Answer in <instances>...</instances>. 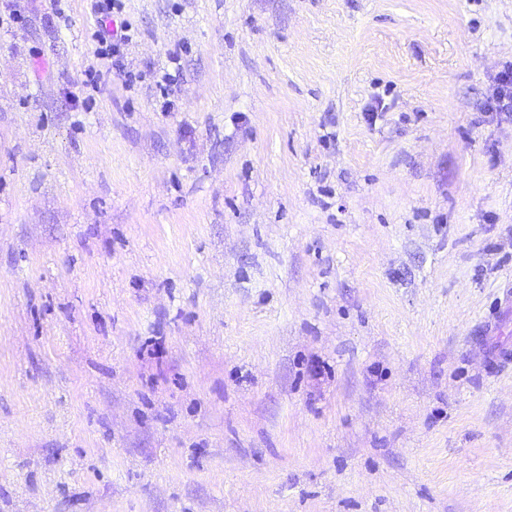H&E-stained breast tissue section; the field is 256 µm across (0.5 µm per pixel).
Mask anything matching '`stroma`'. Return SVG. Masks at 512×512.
Instances as JSON below:
<instances>
[{
	"instance_id": "obj_1",
	"label": "stroma",
	"mask_w": 512,
	"mask_h": 512,
	"mask_svg": "<svg viewBox=\"0 0 512 512\" xmlns=\"http://www.w3.org/2000/svg\"><path fill=\"white\" fill-rule=\"evenodd\" d=\"M121 17L0 0V512H512V0ZM92 10L96 17V29L92 33V40L96 43L94 55L101 60L119 58L122 46L132 40L131 27L124 22L117 25L114 19V10L121 9L120 0H94L91 1ZM115 23V31L108 29V21ZM489 108L493 112H512V63L498 73ZM510 314L512 316V290L506 288L499 299L498 311L485 324V335L500 336Z\"/></svg>"
}]
</instances>
